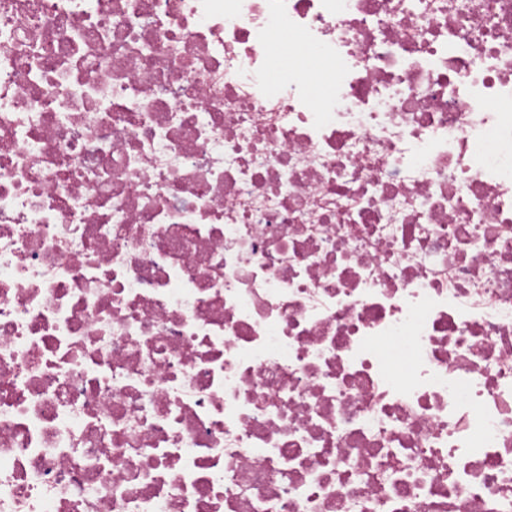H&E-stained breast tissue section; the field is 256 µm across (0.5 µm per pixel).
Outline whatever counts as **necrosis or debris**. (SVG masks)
<instances>
[{
	"label": "necrosis or debris",
	"instance_id": "necrosis-or-debris-1",
	"mask_svg": "<svg viewBox=\"0 0 512 512\" xmlns=\"http://www.w3.org/2000/svg\"><path fill=\"white\" fill-rule=\"evenodd\" d=\"M0 512H512V0H0Z\"/></svg>",
	"mask_w": 512,
	"mask_h": 512
}]
</instances>
